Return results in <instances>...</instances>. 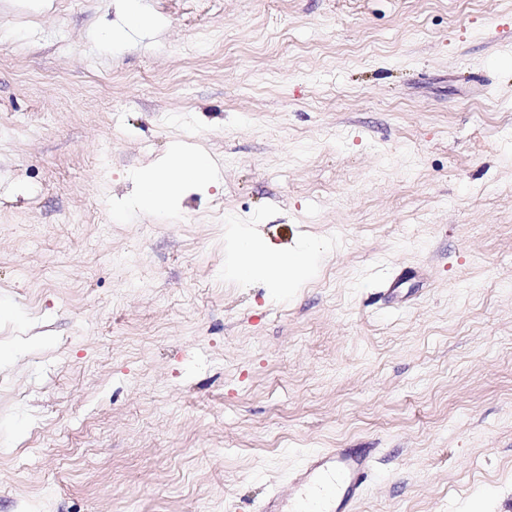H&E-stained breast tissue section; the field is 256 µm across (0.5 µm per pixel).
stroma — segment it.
I'll use <instances>...</instances> for the list:
<instances>
[{"label": "stroma", "instance_id": "35a3bbf8", "mask_svg": "<svg viewBox=\"0 0 512 512\" xmlns=\"http://www.w3.org/2000/svg\"><path fill=\"white\" fill-rule=\"evenodd\" d=\"M0 0V512H512V0ZM184 142L173 210L133 178ZM310 275L238 280L228 225ZM123 9L125 12L127 24L126 27L132 29H146L150 27L151 20L147 16L141 0H121ZM125 27L117 29H108L101 33L108 37H115L118 39H126L128 37V31ZM115 33V34H114ZM140 185L139 195L132 203L141 212L157 211L173 205L189 181L207 183L212 179L208 156L175 149L163 161L134 176ZM371 451L333 448L310 456L283 486L270 496L263 512H351L362 496L374 467ZM312 493L304 511L294 510L298 500ZM327 500L331 511L321 507Z\"/></svg>", "mask_w": 512, "mask_h": 512}]
</instances>
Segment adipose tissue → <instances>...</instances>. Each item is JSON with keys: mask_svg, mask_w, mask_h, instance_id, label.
Listing matches in <instances>:
<instances>
[{"mask_svg": "<svg viewBox=\"0 0 512 512\" xmlns=\"http://www.w3.org/2000/svg\"><path fill=\"white\" fill-rule=\"evenodd\" d=\"M135 179L140 192L133 202L134 209L156 211L174 204L187 182H210L212 164L206 155L178 148L155 166L137 172ZM235 252L238 278L247 281L262 274L273 281L288 283L310 273L316 254L314 245L304 243L291 253L271 255L248 236L236 239Z\"/></svg>", "mask_w": 512, "mask_h": 512, "instance_id": "ef3b65f1", "label": "adipose tissue"}]
</instances>
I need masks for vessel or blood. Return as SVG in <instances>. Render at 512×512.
<instances>
[{
	"label": "vessel or blood",
	"instance_id": "1",
	"mask_svg": "<svg viewBox=\"0 0 512 512\" xmlns=\"http://www.w3.org/2000/svg\"><path fill=\"white\" fill-rule=\"evenodd\" d=\"M373 460L372 452L348 448L314 454L265 501L262 512H295L302 498L307 501L304 512H351L363 494Z\"/></svg>",
	"mask_w": 512,
	"mask_h": 512
}]
</instances>
